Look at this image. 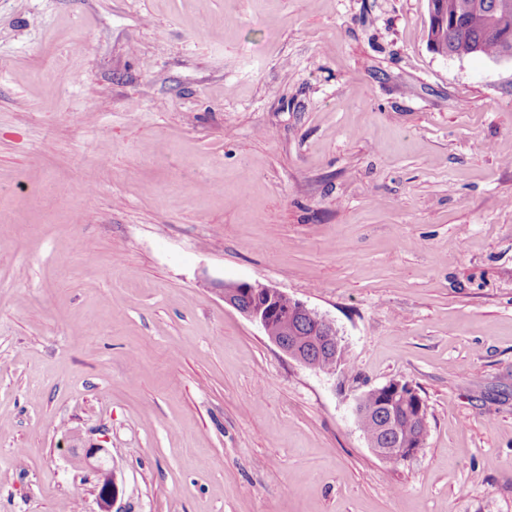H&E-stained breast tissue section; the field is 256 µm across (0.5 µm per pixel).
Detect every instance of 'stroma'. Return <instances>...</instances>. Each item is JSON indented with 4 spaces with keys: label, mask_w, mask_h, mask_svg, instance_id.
<instances>
[{
    "label": "stroma",
    "mask_w": 512,
    "mask_h": 512,
    "mask_svg": "<svg viewBox=\"0 0 512 512\" xmlns=\"http://www.w3.org/2000/svg\"><path fill=\"white\" fill-rule=\"evenodd\" d=\"M428 0H0V512H512V59ZM331 320V372L222 284ZM409 382L428 436L374 454ZM281 295H285L276 289L260 284L233 283L224 284V302L249 320L259 324L261 329L268 335V322L276 309L274 304ZM249 297L248 303L243 298ZM413 393L414 387L408 382H402L398 380L389 381L388 383L371 390L361 399H359L356 405V414L359 412L361 401L365 400L369 394L370 404L373 403L376 397L380 394L384 395L391 401L398 399L407 401ZM374 404L378 405L379 402L375 401ZM416 406V397L412 396L408 404L405 406L400 401H398L393 403L390 407H377L372 412H368L363 416L357 415V420L367 437L375 440L378 443H381L383 433L381 431L382 421L379 413L384 412L386 416H389L391 413L395 421V431L393 432L394 435H400L403 440L408 439L409 441H417L424 444L428 433L427 422L426 418L425 422H418L412 418L411 414L414 413ZM390 443L391 448H379L378 445L370 441V447L378 456L388 461H403L416 455L419 448L423 447L420 443H415L413 446L402 444L400 441L398 443L390 441ZM109 454L107 448L92 447L89 448H78L74 452V456L89 470L92 472L99 473L105 470V462L107 461L106 456Z\"/></svg>",
    "instance_id": "35a3bbf8"
}]
</instances>
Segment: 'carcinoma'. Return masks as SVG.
Instances as JSON below:
<instances>
[{
  "mask_svg": "<svg viewBox=\"0 0 512 512\" xmlns=\"http://www.w3.org/2000/svg\"><path fill=\"white\" fill-rule=\"evenodd\" d=\"M500 2L501 0H435L437 10L448 14V22L456 23V26L448 27V32L438 40L435 52L457 58L481 55L492 59L499 58L500 45L486 37L484 20L493 19L512 26V15L507 17L497 9ZM306 354L314 362L313 368L327 372L336 369V362L344 360V351H338L332 360L325 347L318 348L313 344L307 345ZM416 406L417 400L412 397L406 405L398 401L389 407H378L363 416H357V420L366 436L379 443L383 437L380 413L387 416L391 414L395 421L394 434L400 435L404 440L423 443L427 438L428 428L426 422L412 418Z\"/></svg>",
  "mask_w": 512,
  "mask_h": 512,
  "instance_id": "1",
  "label": "carcinoma"
}]
</instances>
